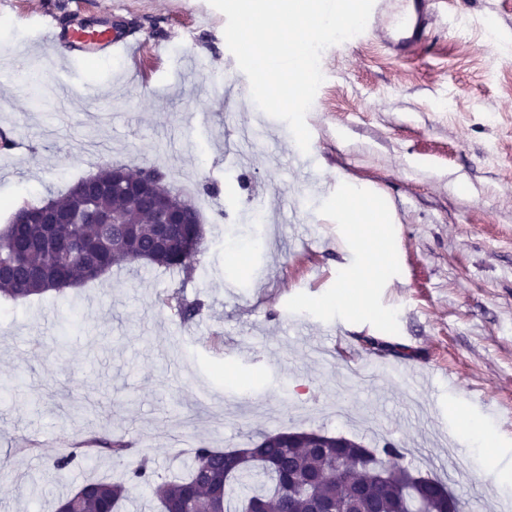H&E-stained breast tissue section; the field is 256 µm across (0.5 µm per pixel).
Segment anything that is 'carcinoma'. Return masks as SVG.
<instances>
[{
  "label": "carcinoma",
  "instance_id": "obj_1",
  "mask_svg": "<svg viewBox=\"0 0 512 512\" xmlns=\"http://www.w3.org/2000/svg\"><path fill=\"white\" fill-rule=\"evenodd\" d=\"M76 219L55 224L10 221L0 228V263L13 271L0 275V296L14 299L61 292L97 279L93 264L106 269L118 263L146 262L187 275L202 253L205 234L194 224H174L170 236L155 242L156 214L150 203L126 193L93 195L78 181L56 201ZM176 315L184 322L201 314L202 303L176 297ZM93 441H81L53 463L65 468L88 456ZM404 449L387 444L378 453L349 444L336 447V437L313 432L262 434L247 448L194 450L187 473L153 483L154 471L142 459L120 481L87 480L65 497L68 512H121L130 490L152 488L158 504L176 512H310L317 500H347L351 512H448V499L436 488L439 478L417 480L407 467H389Z\"/></svg>",
  "mask_w": 512,
  "mask_h": 512
}]
</instances>
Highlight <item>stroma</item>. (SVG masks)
<instances>
[{
	"instance_id": "35a3bbf8",
	"label": "stroma",
	"mask_w": 512,
	"mask_h": 512,
	"mask_svg": "<svg viewBox=\"0 0 512 512\" xmlns=\"http://www.w3.org/2000/svg\"><path fill=\"white\" fill-rule=\"evenodd\" d=\"M61 22L121 21L134 55L71 62L34 35ZM427 42L383 46L402 0L366 40L325 49L306 115L304 163L287 124L261 117L208 0H9L0 7V226L102 167H160L198 205L192 276L112 267L61 293L0 297V512H54L87 479L115 481L148 455L182 475L199 443L234 450L288 429L394 443L447 479L464 512H512L486 474L512 470V0H433ZM69 110L60 113L58 100ZM390 208L382 248L336 220L350 188ZM372 287L348 285L370 263ZM351 307L333 306L337 293ZM200 300L181 322L167 303ZM424 369L416 388L372 370ZM491 430L493 443L473 437ZM124 438L53 466L73 442Z\"/></svg>"
}]
</instances>
